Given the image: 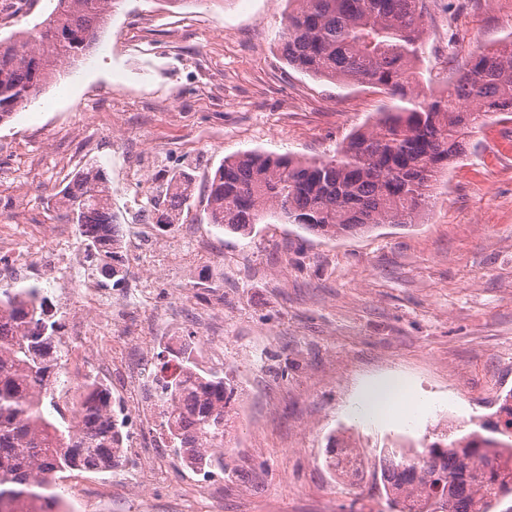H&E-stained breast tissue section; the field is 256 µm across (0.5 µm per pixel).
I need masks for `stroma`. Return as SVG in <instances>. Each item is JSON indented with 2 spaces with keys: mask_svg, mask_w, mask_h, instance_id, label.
I'll use <instances>...</instances> for the list:
<instances>
[{
  "mask_svg": "<svg viewBox=\"0 0 512 512\" xmlns=\"http://www.w3.org/2000/svg\"><path fill=\"white\" fill-rule=\"evenodd\" d=\"M423 87L457 76L470 51L512 36V0H424ZM287 0H119L87 59L0 125V224L28 249L59 224V192L97 163L108 181L186 170L196 192L227 156H333L375 122L377 89L313 78L282 51ZM160 231L187 265L151 272L159 327L206 310L224 351L201 349L242 394L224 447V485L196 487L183 461L137 491L164 512H391L372 474L342 481L336 436L374 457L391 443L496 421L512 391V121H487L435 186L418 223L327 238L270 220L249 235L207 221ZM207 250L193 254L194 238ZM398 382L419 414L362 418L363 389Z\"/></svg>",
  "mask_w": 512,
  "mask_h": 512,
  "instance_id": "stroma-1",
  "label": "stroma"
}]
</instances>
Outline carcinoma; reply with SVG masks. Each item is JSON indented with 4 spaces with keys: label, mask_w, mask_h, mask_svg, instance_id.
Returning <instances> with one entry per match:
<instances>
[{
    "label": "carcinoma",
    "mask_w": 512,
    "mask_h": 512,
    "mask_svg": "<svg viewBox=\"0 0 512 512\" xmlns=\"http://www.w3.org/2000/svg\"><path fill=\"white\" fill-rule=\"evenodd\" d=\"M26 36L0 40V123L27 106L86 55L103 33L116 0H53ZM283 55L289 65L332 82L369 85L395 101L370 128L358 129L327 159L247 152L225 158L207 178L212 224L248 233L278 217L328 238L378 224H413L439 177L474 129L512 114V41L473 52L438 94L421 88L417 63L425 46L423 0H288ZM194 185L174 172L150 188L148 202L178 223ZM68 224L82 226L86 251L98 252L94 226L112 223V191L103 170L85 167L61 194ZM51 305L38 288L0 285V512H62L58 474L112 466L120 444L104 414L109 394L80 400L81 425L54 415L53 385L64 365L50 358L57 340ZM165 423L174 447L195 467L224 463L240 389L222 369L199 366L189 341L159 359ZM491 435H436L420 447L385 448L379 466L394 512H494L512 496V394ZM508 437L504 441L497 435ZM354 448L330 438L327 464L340 478L358 473Z\"/></svg>",
    "instance_id": "cac0c4a2"
}]
</instances>
